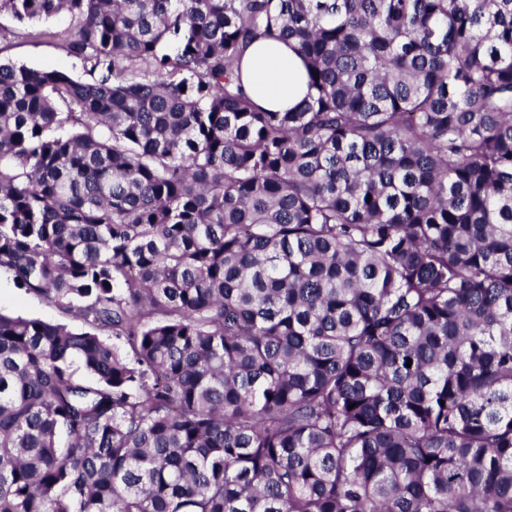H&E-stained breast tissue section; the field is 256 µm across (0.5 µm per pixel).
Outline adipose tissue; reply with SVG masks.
I'll list each match as a JSON object with an SVG mask.
<instances>
[{"mask_svg": "<svg viewBox=\"0 0 512 512\" xmlns=\"http://www.w3.org/2000/svg\"><path fill=\"white\" fill-rule=\"evenodd\" d=\"M242 81L253 100L270 110L294 108L308 93L303 59L285 41L254 42L243 58Z\"/></svg>", "mask_w": 512, "mask_h": 512, "instance_id": "adipose-tissue-1", "label": "adipose tissue"}]
</instances>
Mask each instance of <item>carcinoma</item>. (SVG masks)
<instances>
[{"label": "carcinoma", "instance_id": "carcinoma-1", "mask_svg": "<svg viewBox=\"0 0 512 512\" xmlns=\"http://www.w3.org/2000/svg\"><path fill=\"white\" fill-rule=\"evenodd\" d=\"M0 13V512H512V0ZM0 60L24 64L35 70L58 69L69 73L74 78L89 79L81 64L58 48L54 43L15 39L10 44L2 43ZM242 81L253 100L270 110L292 109L308 93L303 59L288 41L254 42L243 58ZM0 311L7 315H22L46 321L62 320L79 325L78 321L72 322L60 314L46 300L17 288L11 277L3 272L0 273Z\"/></svg>", "mask_w": 512, "mask_h": 512}]
</instances>
